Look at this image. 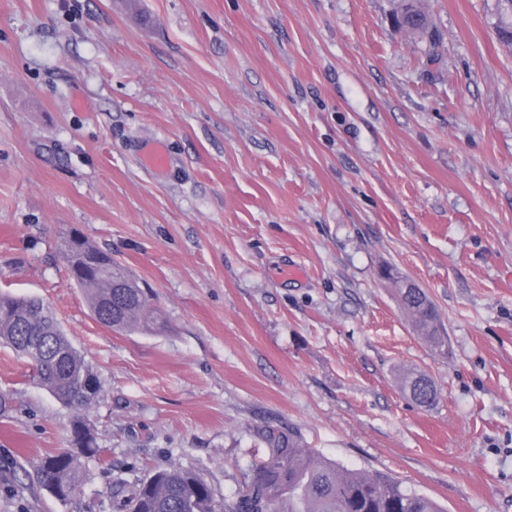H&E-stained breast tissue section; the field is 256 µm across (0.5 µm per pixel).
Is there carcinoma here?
<instances>
[{"label":"carcinoma","mask_w":512,"mask_h":512,"mask_svg":"<svg viewBox=\"0 0 512 512\" xmlns=\"http://www.w3.org/2000/svg\"><path fill=\"white\" fill-rule=\"evenodd\" d=\"M497 2V37L511 48L512 0ZM394 18L399 28L437 41L423 0H399ZM61 250L97 322L118 332L164 330L146 290L111 254L69 233L62 237ZM400 300L419 337L435 350L448 352V336L427 294L411 288ZM0 343L31 361L38 384L65 407L78 413L93 402L80 400V393L86 383L98 378L43 300L1 292ZM402 389L426 407L439 401L436 385L419 371L403 375ZM263 439L267 445L263 457L229 504L219 506L200 475L171 465L134 484L123 478L113 480L112 507L115 512H443L434 499L386 473L344 467L302 447L291 430L272 429ZM70 442L71 448L49 453L35 466L38 485L54 482L76 492L79 460L98 455L94 434L80 416L72 420Z\"/></svg>","instance_id":"cac0c4a2"}]
</instances>
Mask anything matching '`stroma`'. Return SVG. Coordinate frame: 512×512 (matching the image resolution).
<instances>
[{
    "label": "stroma",
    "instance_id": "1",
    "mask_svg": "<svg viewBox=\"0 0 512 512\" xmlns=\"http://www.w3.org/2000/svg\"><path fill=\"white\" fill-rule=\"evenodd\" d=\"M427 3L429 67L393 0H0V291L47 302L102 385L100 456L58 502L34 466L73 413L0 345V512H112V475L171 464L227 503L268 428L446 512H512V49L497 0ZM67 230L151 289L163 332L93 318ZM401 304L414 324L419 337L441 353L448 352V336L441 324L436 309L421 288H410L408 293H403L397 288ZM402 389L414 401L431 407L439 401V392L432 379L419 371L410 370L403 375Z\"/></svg>",
    "mask_w": 512,
    "mask_h": 512
}]
</instances>
